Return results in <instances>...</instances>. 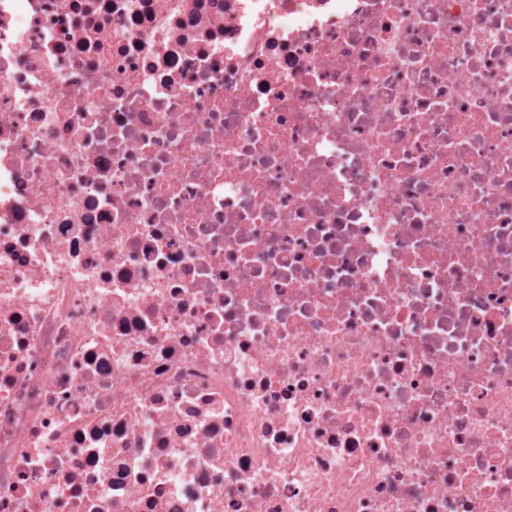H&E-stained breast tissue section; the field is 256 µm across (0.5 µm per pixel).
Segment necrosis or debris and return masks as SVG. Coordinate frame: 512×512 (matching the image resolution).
I'll list each match as a JSON object with an SVG mask.
<instances>
[{
    "label": "necrosis or debris",
    "mask_w": 512,
    "mask_h": 512,
    "mask_svg": "<svg viewBox=\"0 0 512 512\" xmlns=\"http://www.w3.org/2000/svg\"><path fill=\"white\" fill-rule=\"evenodd\" d=\"M0 512H512V0H0Z\"/></svg>",
    "instance_id": "obj_1"
}]
</instances>
